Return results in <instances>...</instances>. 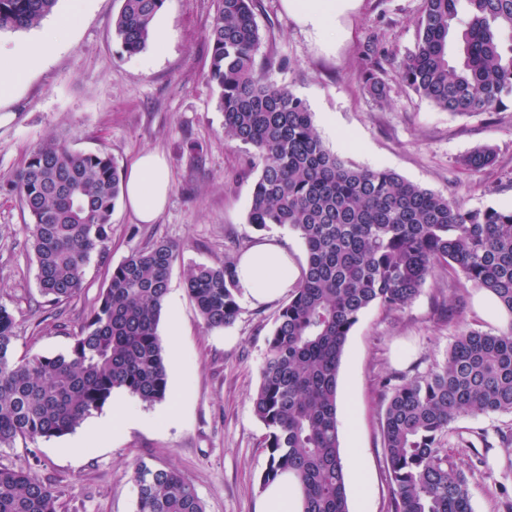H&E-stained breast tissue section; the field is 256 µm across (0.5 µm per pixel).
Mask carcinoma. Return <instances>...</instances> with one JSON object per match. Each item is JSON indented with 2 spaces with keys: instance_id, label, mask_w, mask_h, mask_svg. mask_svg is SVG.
I'll return each instance as SVG.
<instances>
[{
  "instance_id": "cac0c4a2",
  "label": "carcinoma",
  "mask_w": 512,
  "mask_h": 512,
  "mask_svg": "<svg viewBox=\"0 0 512 512\" xmlns=\"http://www.w3.org/2000/svg\"><path fill=\"white\" fill-rule=\"evenodd\" d=\"M166 0H121L112 30L123 52H142ZM207 79L218 90L224 140L252 149L259 174L247 223L286 226L306 265L267 339L252 397L266 434L267 486L299 480L303 512H349L336 414L337 375L347 338L372 306L400 309L438 272L461 275L492 295L506 330L457 336L444 362L381 382L380 427L392 485L389 512H472L465 470L448 456L452 422L512 413V209L467 208L388 169L347 166L322 142L307 104L257 62L261 34L253 0H215ZM57 0H0V32L34 28ZM462 25V60L448 61V35ZM414 49L399 57L367 41L360 80L379 106L398 86L452 115L497 112L512 100V0H423ZM491 149L460 159L478 172ZM124 174L105 152L51 140L34 148L12 184L27 211L41 294L60 307L78 297L86 266L103 253ZM175 246L133 247L112 268L65 353L12 358L15 318L0 304V448L62 437L103 409L115 389L146 404L166 398L167 364L158 324ZM186 290L205 326L239 312L236 258L199 264ZM465 283H457L462 292ZM136 512H205L179 472L135 463ZM0 512H57L52 488L24 468L0 467Z\"/></svg>"
}]
</instances>
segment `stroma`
Instances as JSON below:
<instances>
[{"label":"stroma","mask_w":512,"mask_h":512,"mask_svg":"<svg viewBox=\"0 0 512 512\" xmlns=\"http://www.w3.org/2000/svg\"><path fill=\"white\" fill-rule=\"evenodd\" d=\"M422 0H359L340 19L334 50L285 11L282 0H255L259 58L271 61L276 79L304 99L326 147L347 164L385 168L469 208L512 207V105L501 112L455 117L426 100L392 88L388 106H376L358 80L362 49L372 33L397 55L414 46ZM120 0H88L80 21L56 51L33 68L7 96H0V304L15 316L12 355L67 352L110 273L130 247L164 239L177 248L158 325L162 343L179 323L181 359L167 368V395L146 405L118 389L131 411L149 418L106 437L100 447L67 453L68 437L16 441L0 449V466L26 467L51 485L58 512H135L137 460L179 471L196 488L206 512H259L261 476L268 454L263 424L251 397L280 308L287 296L257 304L243 298L228 327L207 329L185 287L190 266L223 260L228 240L247 248L276 236L297 265H304L300 238L278 225L254 229L247 222L259 170L249 150L224 139V114L206 74L207 33L214 0H166L156 23L167 34L164 51L147 45L123 53L112 33ZM85 152L109 153L128 168L140 152L155 150L169 166L172 190L152 224L139 223L126 205L112 215V234L102 256L87 266L84 288L69 304L45 305L29 248L28 217L6 189L32 148L52 139ZM198 144L190 153L189 144ZM495 151L492 166L473 172L460 163L476 148ZM453 280L437 274L407 306L368 308L351 330L342 356L337 414L349 415L354 434L340 432V448L357 444L353 461L364 483L363 500L350 512H389L391 483L380 435L388 374L427 371L445 358L460 330L497 332L512 320L488 294L468 288L460 322L441 323L435 303L452 299ZM176 405L178 418L163 419ZM512 414L463 416L450 426L449 455L467 471L473 512H512V447L498 432Z\"/></svg>","instance_id":"35a3bbf8"}]
</instances>
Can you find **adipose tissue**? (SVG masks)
I'll list each match as a JSON object with an SVG mask.
<instances>
[{
  "label": "adipose tissue",
  "mask_w": 512,
  "mask_h": 512,
  "mask_svg": "<svg viewBox=\"0 0 512 512\" xmlns=\"http://www.w3.org/2000/svg\"><path fill=\"white\" fill-rule=\"evenodd\" d=\"M353 0H283L284 9L298 24L321 42L336 40V21L350 9ZM84 0H71L69 12L55 27L30 43L0 54V95H5L30 67L54 52L67 30L79 19ZM171 192L167 163L154 151L139 154L126 174L124 198L140 223L151 224L163 211ZM237 279L246 297L258 302L275 299L291 288L300 276L287 248L278 239L254 244L237 261ZM261 512H302L300 486L289 474L279 476L264 491Z\"/></svg>",
  "instance_id": "obj_1"
}]
</instances>
